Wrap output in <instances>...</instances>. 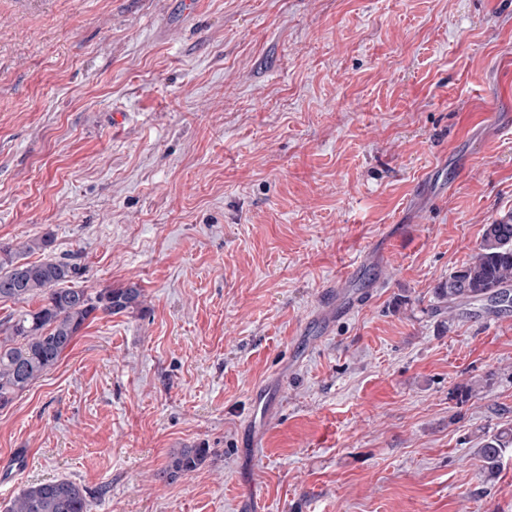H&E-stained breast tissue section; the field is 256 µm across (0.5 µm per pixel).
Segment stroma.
I'll return each mask as SVG.
<instances>
[{
  "mask_svg": "<svg viewBox=\"0 0 512 512\" xmlns=\"http://www.w3.org/2000/svg\"><path fill=\"white\" fill-rule=\"evenodd\" d=\"M183 3L0 0V245L145 295L0 409V512L57 478L91 512H512V448L477 455L512 311L433 294L512 212V0ZM378 247L373 302L318 323ZM385 253L381 252L373 255L371 252H366L357 257L351 269L336 278L335 284L330 286L326 292V304L336 306V319L344 316L351 315L357 307L365 306L369 299L367 296L361 297L359 292H351L349 289L350 278L355 275V272L367 263H382ZM210 448L202 445L185 446L173 450L159 478L166 481H175L199 468L208 458Z\"/></svg>",
  "mask_w": 512,
  "mask_h": 512,
  "instance_id": "obj_1",
  "label": "stroma"
}]
</instances>
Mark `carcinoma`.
<instances>
[{
	"label": "carcinoma",
	"mask_w": 512,
	"mask_h": 512,
	"mask_svg": "<svg viewBox=\"0 0 512 512\" xmlns=\"http://www.w3.org/2000/svg\"><path fill=\"white\" fill-rule=\"evenodd\" d=\"M53 242V235L47 232L14 246H0V300L23 303L38 297L41 301L33 311L0 321V409L52 370L97 313L142 310L143 289L135 284L92 294L64 287L76 275L73 264L48 256L27 260L31 253L49 250ZM434 295L449 309L478 302L499 311L512 306V213L485 225L470 260L439 282ZM510 446L512 432L482 439L477 454L485 479L498 474ZM209 453L202 445L177 448L159 478L173 482L199 468ZM5 512H91V502L83 486L59 478L29 484L11 499Z\"/></svg>",
	"instance_id": "carcinoma-1"
}]
</instances>
